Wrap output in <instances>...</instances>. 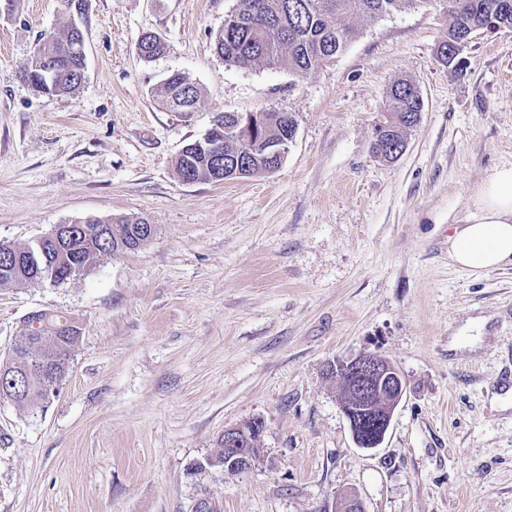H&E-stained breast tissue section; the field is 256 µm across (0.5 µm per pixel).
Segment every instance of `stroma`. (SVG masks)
I'll use <instances>...</instances> for the list:
<instances>
[{"instance_id":"obj_1","label":"stroma","mask_w":512,"mask_h":512,"mask_svg":"<svg viewBox=\"0 0 512 512\" xmlns=\"http://www.w3.org/2000/svg\"><path fill=\"white\" fill-rule=\"evenodd\" d=\"M242 0H90L85 79L35 92L20 74L64 0H0V241L79 219L158 233L60 285L0 287V360L36 310L82 335L58 394L0 401V512H512V268L453 266L448 237L512 163V30L437 61L440 0L377 19L307 75L224 61ZM166 53L142 60V34ZM179 71L193 112L156 102ZM423 100L406 149L372 152L391 85ZM273 109L297 130L273 173L183 183L174 162L215 113ZM373 352L406 381L381 447L356 448L341 358ZM265 427L252 465L191 471L225 429Z\"/></svg>"}]
</instances>
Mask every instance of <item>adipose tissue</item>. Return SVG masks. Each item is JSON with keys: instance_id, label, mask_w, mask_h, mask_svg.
<instances>
[{"instance_id": "ef3b65f1", "label": "adipose tissue", "mask_w": 512, "mask_h": 512, "mask_svg": "<svg viewBox=\"0 0 512 512\" xmlns=\"http://www.w3.org/2000/svg\"><path fill=\"white\" fill-rule=\"evenodd\" d=\"M448 256L473 274L512 266V165L495 168L474 195L466 223L448 238Z\"/></svg>"}]
</instances>
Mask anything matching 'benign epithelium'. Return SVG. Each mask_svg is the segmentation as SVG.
<instances>
[{"mask_svg":"<svg viewBox=\"0 0 512 512\" xmlns=\"http://www.w3.org/2000/svg\"><path fill=\"white\" fill-rule=\"evenodd\" d=\"M256 113L244 115L242 128H223L219 116H214L211 127L203 136L201 148L211 161V176L216 182H224L247 167L248 159L236 157V162L224 160V138L234 135L240 139L248 134L255 124ZM24 331L30 345L46 347L40 321V312L33 311L25 317ZM336 379L347 385L353 397L350 404H342L348 420L352 439L356 447L373 450L380 447L391 425L394 412L406 392L404 379L398 368L389 360L374 354L361 353L355 357L332 363ZM264 423L254 419L252 429H227L224 431V470L231 473L248 467L257 456L254 438L261 436Z\"/></svg>","mask_w":512,"mask_h":512,"instance_id":"benign-epithelium-1","label":"benign epithelium"}]
</instances>
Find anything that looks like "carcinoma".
Wrapping results in <instances>:
<instances>
[{
    "label": "carcinoma",
    "mask_w": 512,
    "mask_h": 512,
    "mask_svg": "<svg viewBox=\"0 0 512 512\" xmlns=\"http://www.w3.org/2000/svg\"><path fill=\"white\" fill-rule=\"evenodd\" d=\"M422 0H243L242 7L235 11V23L226 25L215 36V48L224 61L240 67L255 63L284 67L303 76L334 61L344 52L355 37L357 29L350 22L358 19H375L393 12L413 7ZM448 12V37L441 43L438 60L456 72L464 67L457 60H448V50L461 33L494 18L504 28L512 29V0H442ZM74 31L67 28L51 40L39 41L36 52L45 56L59 46L72 41ZM150 43L147 61L164 53L165 42L155 34H148ZM55 78L46 85L47 93L75 92L82 84L84 75L74 61L55 60ZM159 97L166 109L172 112H188L197 108L201 91L184 74L171 73L159 90ZM419 93L409 82H397L388 92L384 120L375 129L376 140L383 142L385 149L399 146L406 141L407 130L416 125L420 104ZM273 120L256 126L251 134V143L237 138L224 142V156H235L250 148L261 138L268 140L292 139L296 133V122L286 112H272ZM178 177L191 176L199 182L209 181V162L200 154L186 155L175 160ZM91 224L71 229L64 249L48 246L40 253L30 256L22 254L17 263L6 268L0 265V285L46 271L55 272L64 278L80 276L91 271L105 258L135 251L146 241L132 235L127 219L112 221V230L95 238L84 228ZM79 336H57L54 343L60 349L59 362L53 365L60 378L69 371L70 359ZM40 366L33 363L25 383L0 388L4 396L21 408H37L44 404V397L38 390ZM224 467V442L194 468Z\"/></svg>",
    "instance_id": "1"
}]
</instances>
